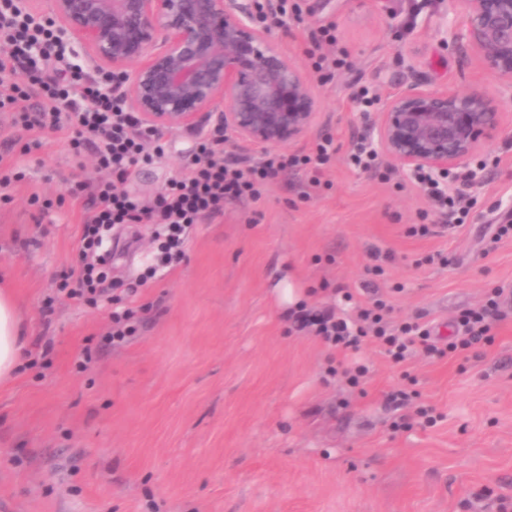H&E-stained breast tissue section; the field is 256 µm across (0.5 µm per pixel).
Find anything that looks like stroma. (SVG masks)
<instances>
[{"mask_svg":"<svg viewBox=\"0 0 512 512\" xmlns=\"http://www.w3.org/2000/svg\"><path fill=\"white\" fill-rule=\"evenodd\" d=\"M444 14L466 22L461 0H288L276 33L313 86L318 119L284 151L330 137L336 155L195 225L183 261L139 289L141 321L122 346L105 338L111 296L89 306L60 288L87 214L70 191L98 178L93 160L72 168L65 135L50 131L22 153L0 112V156L22 174L0 198V290L27 329L21 366L0 383V512H512V308L476 355L418 350L395 364L375 341L339 351L297 329L276 293L287 280L307 308L350 314L372 278L394 318H421L444 341L461 310L512 289V238L490 252L483 242L512 213V99L469 48L442 45ZM317 53L342 64L316 70ZM413 73L432 88L481 90L506 114L447 178L468 210L459 227L397 164L347 161L376 117L360 94L385 95ZM162 140L165 154L124 191L153 200L196 137ZM469 169L478 182L465 183ZM35 195L51 209L32 206ZM422 222L431 234L409 235ZM107 246L116 281L154 261L146 224L116 227ZM86 349L93 360L77 368ZM359 364L368 372L354 386L343 371ZM396 389L433 407L436 424L396 426Z\"/></svg>","mask_w":512,"mask_h":512,"instance_id":"stroma-1","label":"stroma"}]
</instances>
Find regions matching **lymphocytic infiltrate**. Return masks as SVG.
<instances>
[{
  "label": "lymphocytic infiltrate",
  "mask_w": 512,
  "mask_h": 512,
  "mask_svg": "<svg viewBox=\"0 0 512 512\" xmlns=\"http://www.w3.org/2000/svg\"><path fill=\"white\" fill-rule=\"evenodd\" d=\"M64 55L52 20L32 21L26 0H0V75L12 77L9 85L0 84V110L10 113L12 127L27 133L24 151L40 148L44 131L60 132L69 140L74 166H82L90 153L107 173L106 178L78 185L72 193L76 199L88 196L91 208L79 239L81 264L66 275L62 286L85 302H95L112 284L104 239L115 226L153 227L159 263L147 266L129 284V292L134 293L156 276L158 266L179 264L185 257L190 229L204 218L222 214L226 201L260 200L264 187L281 172L326 165L335 152L332 139L326 138L311 154L267 153L243 166L225 157L224 130L217 127L193 149L183 172L169 179L152 202H145L119 191L118 185L130 179L137 166L163 155L160 136L145 129L136 113L126 111L121 98L102 95L99 86L86 81L81 71L62 70ZM53 65L58 72L50 79L46 71ZM363 288L371 294L372 303L358 308L355 318L338 316L331 309L303 308L294 320L299 326L315 327L318 336L338 349L355 350L364 338H374L392 362L400 363L417 349L443 357L492 343L503 309L512 303L511 289H492L480 307L458 314L457 336L441 347L422 323L390 321L392 308L377 296L374 279L365 281Z\"/></svg>",
  "instance_id": "obj_1"
}]
</instances>
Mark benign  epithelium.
Segmentation results:
<instances>
[{"label": "benign epithelium", "mask_w": 512, "mask_h": 512, "mask_svg": "<svg viewBox=\"0 0 512 512\" xmlns=\"http://www.w3.org/2000/svg\"><path fill=\"white\" fill-rule=\"evenodd\" d=\"M462 28L443 14L441 41L466 45L512 98V0H463ZM57 33L112 72V86L142 125L203 132L212 121L247 143L281 147L317 121L313 86L252 0H50ZM501 113L478 90L429 88L414 76L381 101L375 155L443 180L468 164Z\"/></svg>", "instance_id": "obj_1"}]
</instances>
